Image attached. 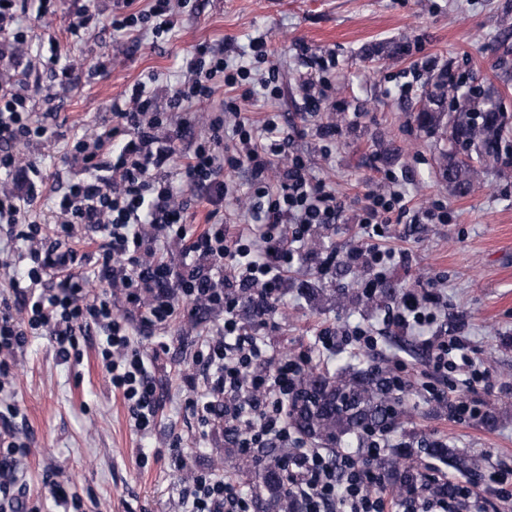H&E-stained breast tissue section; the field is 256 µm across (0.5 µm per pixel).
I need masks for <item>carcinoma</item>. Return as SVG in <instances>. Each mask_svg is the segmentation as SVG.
<instances>
[{"label":"carcinoma","instance_id":"obj_1","mask_svg":"<svg viewBox=\"0 0 512 512\" xmlns=\"http://www.w3.org/2000/svg\"><path fill=\"white\" fill-rule=\"evenodd\" d=\"M469 109L448 120V152L444 154L442 176L458 196L467 195L481 174L499 159L507 132L504 115L493 93L475 86L464 94ZM301 395L290 418L306 436L340 443L347 434L388 431L402 413V400L387 387L383 372L372 368H353L341 375L329 376L317 368L304 372ZM287 448L263 449L262 461L244 460L240 468L254 476V503L257 512H303L299 499L288 492L282 479ZM378 466L402 487L406 474L393 455H383Z\"/></svg>","mask_w":512,"mask_h":512}]
</instances>
